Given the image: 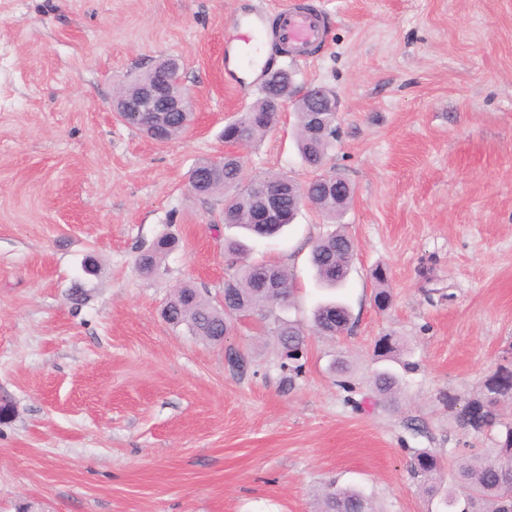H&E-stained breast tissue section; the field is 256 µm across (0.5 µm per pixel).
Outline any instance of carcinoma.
I'll use <instances>...</instances> for the list:
<instances>
[{
    "label": "carcinoma",
    "mask_w": 512,
    "mask_h": 512,
    "mask_svg": "<svg viewBox=\"0 0 512 512\" xmlns=\"http://www.w3.org/2000/svg\"><path fill=\"white\" fill-rule=\"evenodd\" d=\"M277 87L261 89V95L251 108L233 125L224 127V140L251 144L262 138L274 125L277 113L270 109V99ZM298 126V149L304 162L316 172V176L302 186L280 174L288 203V214H293L296 204L304 201L315 207L331 222H336L348 208L352 199L349 183L332 171L325 169L328 151L336 140V117L327 122L313 124L311 113H295ZM186 116L182 112H168L160 135L170 141L187 130ZM212 162L204 159L192 170L189 184L199 197L224 196V223L239 226L251 234L272 236L282 230L281 224H255L254 212L259 208L261 196L243 179L242 163L238 158L223 160L224 174L215 178L207 176ZM175 240L164 237L143 251L138 259V269L144 273L155 272L162 258L173 248ZM354 256L351 238L342 232H332L317 241L310 255L320 285L325 288L343 286ZM379 284L374 295L378 309L385 310L390 304L386 288L387 273L380 267L374 272ZM293 288L288 272L265 262L245 263L237 267L224 280V303L213 305L199 291L189 285L176 290L163 308L165 321L214 344L224 341L234 322L242 317L256 318L273 327L283 348L293 349L295 359L305 351L306 329L293 322L276 320L275 308L291 304ZM352 328V316L348 307L338 301L320 304L312 321L313 332L337 337ZM399 339L384 336L376 345L379 357H392L399 351ZM377 393L394 402L399 393L398 376L388 369L380 370L374 377ZM512 398V367L500 366L487 379L482 395L469 400L456 414L457 425L467 431L481 433L496 427L504 428V434L496 447L462 455L455 462L458 486L440 492L438 472L442 468L440 458L430 450H421L413 456L409 471L419 481L422 491L428 495L441 494L445 512H512V422H506L499 413L504 398ZM321 512H377L371 500L355 489H337L330 486L322 492Z\"/></svg>",
    "instance_id": "cac0c4a2"
}]
</instances>
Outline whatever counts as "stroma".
<instances>
[{
	"label": "stroma",
	"mask_w": 512,
	"mask_h": 512,
	"mask_svg": "<svg viewBox=\"0 0 512 512\" xmlns=\"http://www.w3.org/2000/svg\"><path fill=\"white\" fill-rule=\"evenodd\" d=\"M311 3L326 42L264 51L297 85L334 92L326 167L353 200L336 225L302 207L282 235L247 240L245 259L290 273L282 317L309 324L337 298L353 327L310 337L294 373L256 320L213 344L162 309L186 284L221 303L234 270L224 242L242 237L223 197L188 180L223 156L225 124L261 92L231 87L230 24ZM168 57L196 120L160 145L112 101ZM296 137L290 105L241 150L245 179L309 182ZM338 226L355 253L331 293L309 256ZM168 233L178 246L141 273L138 255ZM386 334L399 358L375 357ZM510 362L512 0H0V512H319L331 484L363 490L377 512H441L407 465L433 451L451 486L459 453L494 447L497 433L460 430L455 415ZM383 368L400 376L397 404L372 387Z\"/></svg>",
	"instance_id": "35a3bbf8"
}]
</instances>
